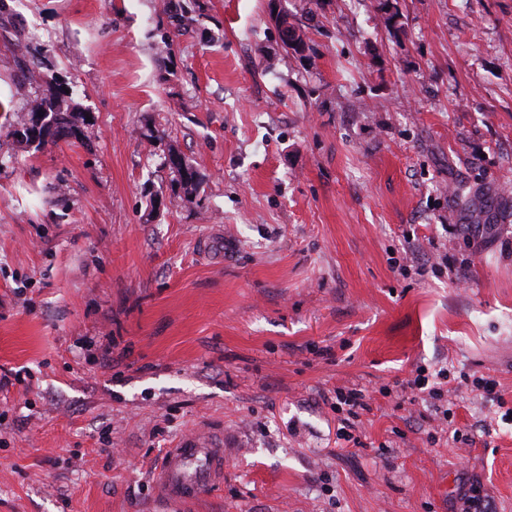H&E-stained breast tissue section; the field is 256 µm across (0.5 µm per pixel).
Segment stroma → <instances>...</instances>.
Masks as SVG:
<instances>
[{
  "label": "stroma",
  "instance_id": "35a3bbf8",
  "mask_svg": "<svg viewBox=\"0 0 512 512\" xmlns=\"http://www.w3.org/2000/svg\"><path fill=\"white\" fill-rule=\"evenodd\" d=\"M281 6L314 55L268 0H0V512H512V0ZM58 77L82 138L17 141ZM336 410L344 411L343 406H348L346 410L347 417L343 419V426L339 429L341 436L348 441H353L354 444H360L358 437H354L351 430H355L356 421L359 420L360 415L363 411L369 412L371 410L370 404L361 388H350V389H336ZM223 481L224 448L187 439L179 448L165 450L155 490L163 501L181 504L199 499Z\"/></svg>",
  "mask_w": 512,
  "mask_h": 512
}]
</instances>
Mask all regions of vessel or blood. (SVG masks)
<instances>
[{
    "label": "vessel or blood",
    "instance_id": "1",
    "mask_svg": "<svg viewBox=\"0 0 512 512\" xmlns=\"http://www.w3.org/2000/svg\"><path fill=\"white\" fill-rule=\"evenodd\" d=\"M223 480V449L188 439L165 450L155 490L163 501L181 504L199 499Z\"/></svg>",
    "mask_w": 512,
    "mask_h": 512
}]
</instances>
